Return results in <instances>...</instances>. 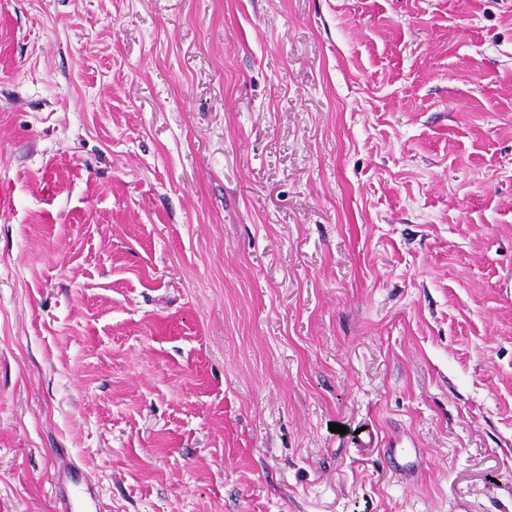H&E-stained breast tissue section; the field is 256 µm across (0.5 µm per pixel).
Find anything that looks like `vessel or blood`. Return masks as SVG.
<instances>
[{"instance_id": "1", "label": "vessel or blood", "mask_w": 512, "mask_h": 512, "mask_svg": "<svg viewBox=\"0 0 512 512\" xmlns=\"http://www.w3.org/2000/svg\"><path fill=\"white\" fill-rule=\"evenodd\" d=\"M361 446L385 449L390 463L401 476H409L412 465L403 463V440L391 435L379 437L375 429H366L359 438ZM52 492L55 512H103L94 470L76 459L68 449L54 451Z\"/></svg>"}]
</instances>
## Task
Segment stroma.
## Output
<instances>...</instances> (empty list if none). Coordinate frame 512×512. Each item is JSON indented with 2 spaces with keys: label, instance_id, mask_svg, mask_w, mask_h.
<instances>
[{
  "label": "stroma",
  "instance_id": "stroma-1",
  "mask_svg": "<svg viewBox=\"0 0 512 512\" xmlns=\"http://www.w3.org/2000/svg\"><path fill=\"white\" fill-rule=\"evenodd\" d=\"M56 448L105 512H512V0H0V512ZM359 442L364 448H386L388 460L393 465L395 471L403 477L409 476L410 473H412L414 464L409 465L408 463H401L400 459L405 450L398 448H413L407 450V453L414 451L416 460L418 461V464H416L417 470L421 467L419 460H422V457L420 452L416 450L417 444L411 438H409L407 442H404L400 437L394 435L381 439L374 428L368 427L363 432V435L359 436Z\"/></svg>",
  "mask_w": 512,
  "mask_h": 512
}]
</instances>
